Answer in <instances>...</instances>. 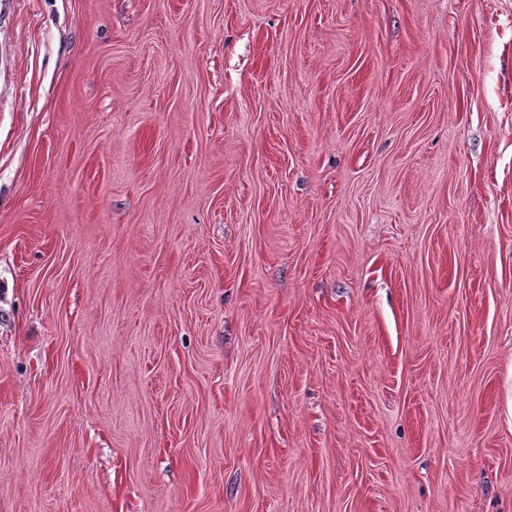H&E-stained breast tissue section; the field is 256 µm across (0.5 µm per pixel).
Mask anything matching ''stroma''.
Wrapping results in <instances>:
<instances>
[{
	"label": "stroma",
	"mask_w": 512,
	"mask_h": 512,
	"mask_svg": "<svg viewBox=\"0 0 512 512\" xmlns=\"http://www.w3.org/2000/svg\"><path fill=\"white\" fill-rule=\"evenodd\" d=\"M0 512H512V0H0Z\"/></svg>",
	"instance_id": "stroma-1"
}]
</instances>
